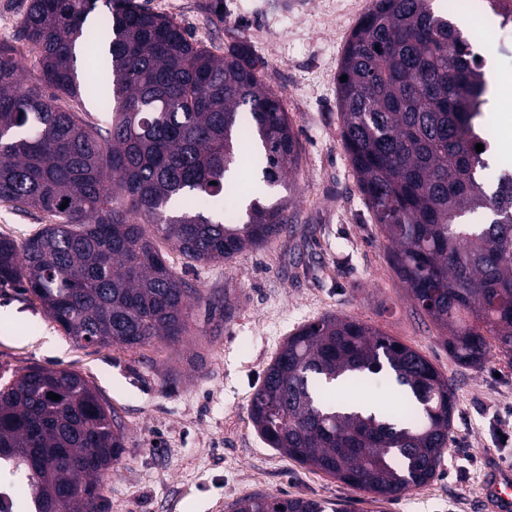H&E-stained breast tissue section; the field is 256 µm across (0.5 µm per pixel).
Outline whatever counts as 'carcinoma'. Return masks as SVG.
<instances>
[{"label":"carcinoma","instance_id":"1","mask_svg":"<svg viewBox=\"0 0 512 512\" xmlns=\"http://www.w3.org/2000/svg\"><path fill=\"white\" fill-rule=\"evenodd\" d=\"M97 0H31L20 39L40 79L18 75L0 43V203L49 223L22 244L0 235V284L34 296L79 346L136 349L187 335L188 297L154 239L190 262L222 263L268 244L288 198L299 140L281 95L240 41L218 56L173 18L135 0L86 27ZM512 25V0H488ZM94 44V71L78 51ZM336 81L342 137L358 186L392 246L412 299L448 333V355L481 365L512 356V169L490 182L482 143L484 62L431 0H374L346 44ZM113 103L100 126L64 106ZM237 190L240 209L213 214ZM66 208H61L62 204ZM387 372L401 403L338 407L332 381L360 393ZM61 396L53 401L48 393ZM455 400L416 350L363 323L325 315L288 336L254 393L250 417L270 447L383 500L435 477ZM124 448L121 424L77 372L31 366L0 388V461L23 474L29 512H98L102 475ZM232 512H324L309 498L256 494Z\"/></svg>","mask_w":512,"mask_h":512}]
</instances>
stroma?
Returning a JSON list of instances; mask_svg holds the SVG:
<instances>
[{
  "instance_id": "1",
  "label": "stroma",
  "mask_w": 512,
  "mask_h": 512,
  "mask_svg": "<svg viewBox=\"0 0 512 512\" xmlns=\"http://www.w3.org/2000/svg\"><path fill=\"white\" fill-rule=\"evenodd\" d=\"M173 17L216 53L248 42L264 83L280 93L301 159L273 197L289 196L288 224L271 243L217 264L187 265L167 242L158 248L174 273L201 294L191 332L127 350L81 347L35 297L0 286V379L30 366L86 377L118 415L124 451L104 476L100 512H230L256 493L303 497L327 512H487L485 461L512 468V358L490 351L479 367L448 354L442 330L410 298L390 260V244L361 193L341 138L336 76L345 45L372 0H138ZM29 0H0V41L14 45L25 83L39 71L18 38ZM509 81L484 110L496 145L512 136V36L491 59ZM224 299L211 311L210 296ZM327 314L354 318L426 356L456 400L451 441L437 475L392 500L369 494L271 448L249 405L284 341Z\"/></svg>"
}]
</instances>
